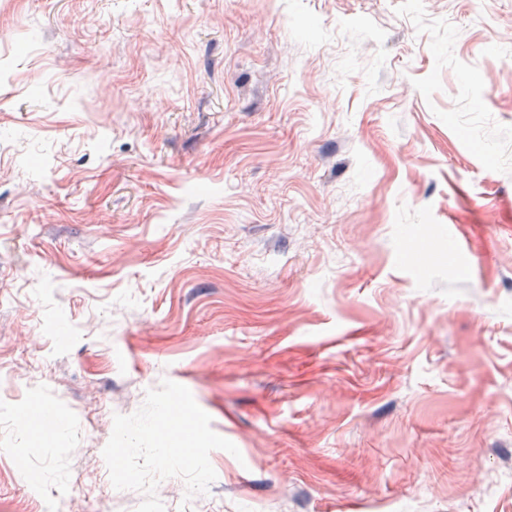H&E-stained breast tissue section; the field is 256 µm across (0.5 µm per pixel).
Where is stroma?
I'll use <instances>...</instances> for the list:
<instances>
[{
    "label": "stroma",
    "instance_id": "stroma-1",
    "mask_svg": "<svg viewBox=\"0 0 512 512\" xmlns=\"http://www.w3.org/2000/svg\"><path fill=\"white\" fill-rule=\"evenodd\" d=\"M166 379L208 512H512V0H0V512Z\"/></svg>",
    "mask_w": 512,
    "mask_h": 512
}]
</instances>
